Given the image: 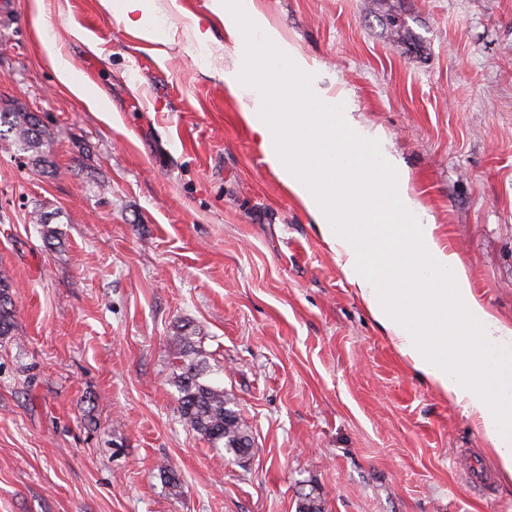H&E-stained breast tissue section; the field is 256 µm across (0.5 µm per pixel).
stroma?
Wrapping results in <instances>:
<instances>
[{"label": "stroma", "instance_id": "stroma-1", "mask_svg": "<svg viewBox=\"0 0 512 512\" xmlns=\"http://www.w3.org/2000/svg\"><path fill=\"white\" fill-rule=\"evenodd\" d=\"M209 2L157 0L161 43L100 0H8L0 111L37 114L49 155L0 140V512H512V482L466 483L455 451L486 440L406 366L266 163ZM254 2L354 93L512 324V0ZM45 35L111 111L58 82ZM181 325L251 429L245 459L180 418ZM15 305L9 284L0 278V336H10L14 330Z\"/></svg>", "mask_w": 512, "mask_h": 512}]
</instances>
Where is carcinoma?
<instances>
[{"label":"carcinoma","mask_w":512,"mask_h":512,"mask_svg":"<svg viewBox=\"0 0 512 512\" xmlns=\"http://www.w3.org/2000/svg\"><path fill=\"white\" fill-rule=\"evenodd\" d=\"M10 134L19 151L32 161H46V132L39 117L31 112H0V137ZM15 305L9 284L0 278V336L14 330ZM194 336L183 332L174 338L173 359L178 373L174 376L180 396L179 413L184 423L213 447L237 459L250 451V429L235 410L224 387L202 380L203 369L198 360Z\"/></svg>","instance_id":"cac0c4a2"}]
</instances>
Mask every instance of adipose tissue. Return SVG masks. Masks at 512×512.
<instances>
[{"label": "adipose tissue", "mask_w": 512, "mask_h": 512, "mask_svg": "<svg viewBox=\"0 0 512 512\" xmlns=\"http://www.w3.org/2000/svg\"><path fill=\"white\" fill-rule=\"evenodd\" d=\"M140 38L162 39L156 0H100ZM235 48L224 84L265 160L311 216L346 282L416 376L472 418L512 480V326L476 297L455 252L410 191L385 134L361 124L349 90L271 24L253 0H210ZM58 81L94 107L101 94L41 40Z\"/></svg>", "instance_id": "ef3b65f1"}]
</instances>
